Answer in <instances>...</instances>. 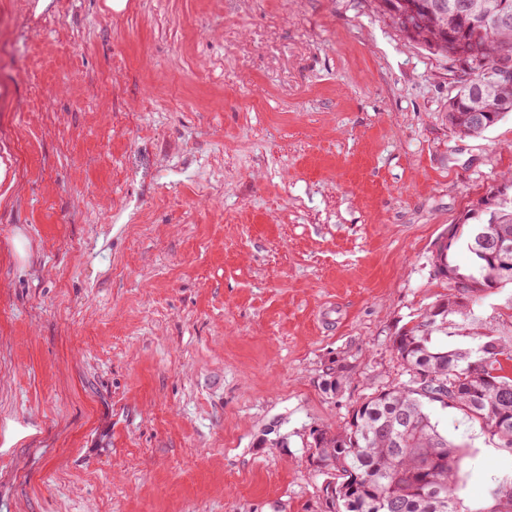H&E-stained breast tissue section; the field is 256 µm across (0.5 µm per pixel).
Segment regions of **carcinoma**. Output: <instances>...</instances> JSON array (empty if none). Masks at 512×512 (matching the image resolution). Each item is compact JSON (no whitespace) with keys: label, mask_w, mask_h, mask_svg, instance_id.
I'll return each mask as SVG.
<instances>
[{"label":"carcinoma","mask_w":512,"mask_h":512,"mask_svg":"<svg viewBox=\"0 0 512 512\" xmlns=\"http://www.w3.org/2000/svg\"><path fill=\"white\" fill-rule=\"evenodd\" d=\"M438 0H381L384 11L406 36L434 54L455 61L466 54L469 77L448 101V125L464 126L462 115L481 109L484 125L469 132L480 136L512 113V83L493 82L498 67L512 61V22L483 20L499 11L502 0H468L465 15L441 16ZM479 57L482 65L472 66ZM483 210L465 216L468 227H451L444 250L433 255L434 276L454 282L457 293L430 308L421 320L395 336L393 347L400 380L370 394L339 430L310 431L312 462L325 475L321 486L326 512H463L458 497L459 448L463 444L441 433L432 416L435 405L455 409L480 426L503 448L512 450V375L503 363L512 360V335L489 330L477 349L439 350L432 334L457 317V330L469 334L473 298L493 286L512 284V251L508 261L495 256L512 245V210L482 218ZM467 251L472 265L456 263L457 250ZM346 360L328 367L330 389L348 372ZM504 479L492 491L489 512H512L503 496Z\"/></svg>","instance_id":"1"}]
</instances>
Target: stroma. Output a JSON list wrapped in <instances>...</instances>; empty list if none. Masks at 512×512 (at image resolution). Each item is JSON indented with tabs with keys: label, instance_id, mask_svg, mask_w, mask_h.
<instances>
[{
	"label": "stroma",
	"instance_id": "35a3bbf8",
	"mask_svg": "<svg viewBox=\"0 0 512 512\" xmlns=\"http://www.w3.org/2000/svg\"><path fill=\"white\" fill-rule=\"evenodd\" d=\"M461 74L379 0H0V512H324L310 431L398 380L512 172ZM434 415L485 512L512 451Z\"/></svg>",
	"mask_w": 512,
	"mask_h": 512
}]
</instances>
